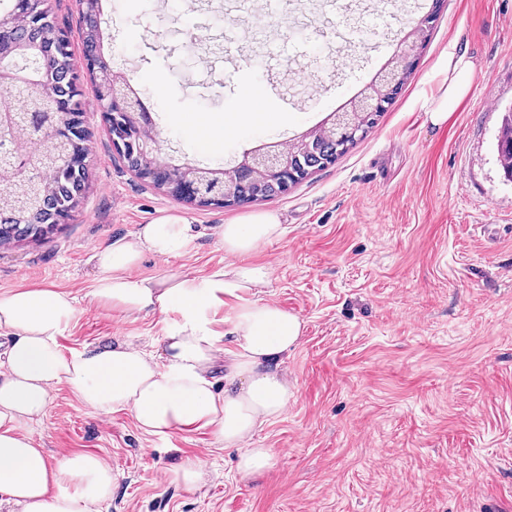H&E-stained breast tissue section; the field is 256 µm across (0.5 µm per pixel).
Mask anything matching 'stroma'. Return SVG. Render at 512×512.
Returning a JSON list of instances; mask_svg holds the SVG:
<instances>
[{"instance_id":"obj_1","label":"stroma","mask_w":512,"mask_h":512,"mask_svg":"<svg viewBox=\"0 0 512 512\" xmlns=\"http://www.w3.org/2000/svg\"><path fill=\"white\" fill-rule=\"evenodd\" d=\"M103 19L104 57L153 103L166 161L232 166L260 142L314 129L402 54L414 66L346 154L287 195L227 208L179 202L131 174L85 86L90 187L46 240L0 247V292L77 296L64 354L115 336L154 351L166 316L88 303L94 250L178 217L197 230L194 246L146 257L136 274L204 276L225 264L214 227L269 211L285 233L251 256L271 271L257 298L304 327L286 363L295 397L251 441L274 455L264 473L242 477L238 449L210 430L149 436L129 412L95 413L64 384L29 426L50 463L94 453L114 466L102 512H512V182L496 152L512 105V0H279L273 12L264 0H109ZM454 41L478 69L436 127L423 95L441 86L434 65ZM208 118L233 126L212 152L184 127ZM187 456L209 470L204 489L168 482Z\"/></svg>"}]
</instances>
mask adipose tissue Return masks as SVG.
<instances>
[{"mask_svg": "<svg viewBox=\"0 0 512 512\" xmlns=\"http://www.w3.org/2000/svg\"><path fill=\"white\" fill-rule=\"evenodd\" d=\"M434 69L446 84L426 99L425 112L431 124L441 126L468 95L476 63L453 45ZM282 233L271 212L219 225L215 234L229 262L205 278L132 275L145 256L168 258L191 248L190 224L175 217L141 225L95 251L102 275L87 295L90 304L132 319L177 313L154 356L118 337L64 355L58 338L78 311L71 292L32 285L0 293V335L11 339L0 355V505L10 512H101L111 497L116 473L101 457L79 453L52 465L26 431L61 384L96 412H130L148 435L211 429L218 443L238 449L242 475L271 467L270 449L249 442L294 395L284 364L303 323L277 305L253 299L270 272L248 257ZM231 299L237 305L225 329L218 313ZM228 340L234 348L219 385L213 368Z\"/></svg>", "mask_w": 512, "mask_h": 512, "instance_id": "adipose-tissue-1", "label": "adipose tissue"}]
</instances>
